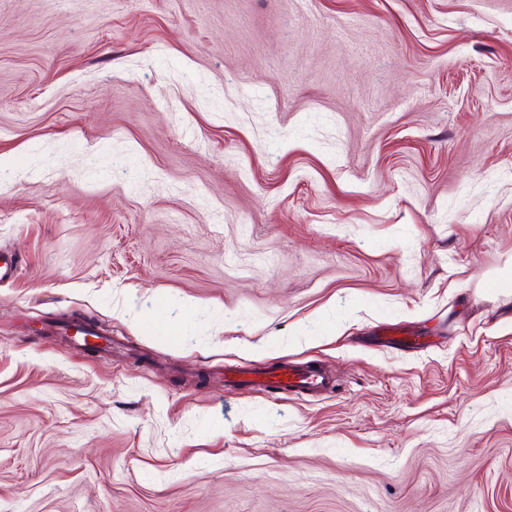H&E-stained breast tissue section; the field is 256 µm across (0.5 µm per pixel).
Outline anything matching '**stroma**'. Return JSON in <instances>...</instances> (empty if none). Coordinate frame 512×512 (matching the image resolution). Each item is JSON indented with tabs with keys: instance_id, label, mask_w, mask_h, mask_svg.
<instances>
[{
	"instance_id": "35a3bbf8",
	"label": "stroma",
	"mask_w": 512,
	"mask_h": 512,
	"mask_svg": "<svg viewBox=\"0 0 512 512\" xmlns=\"http://www.w3.org/2000/svg\"><path fill=\"white\" fill-rule=\"evenodd\" d=\"M1 171L0 512H512V0H0ZM413 331L400 324H384L378 327L375 339L380 345L400 344L405 346H418L416 339L411 340ZM231 376L238 385L278 390L296 396L316 395L336 386L332 376L314 364L297 366L287 363L262 371L240 368Z\"/></svg>"
}]
</instances>
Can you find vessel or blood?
Returning <instances> with one entry per match:
<instances>
[{
    "instance_id": "b4317fda",
    "label": "vessel or blood",
    "mask_w": 512,
    "mask_h": 512,
    "mask_svg": "<svg viewBox=\"0 0 512 512\" xmlns=\"http://www.w3.org/2000/svg\"><path fill=\"white\" fill-rule=\"evenodd\" d=\"M412 332L400 324H385L378 328L375 339L379 344L411 345ZM237 384L286 392L292 395H316L333 389L332 376L321 367L310 364L297 366L290 363L255 371L241 368L233 373Z\"/></svg>"
}]
</instances>
